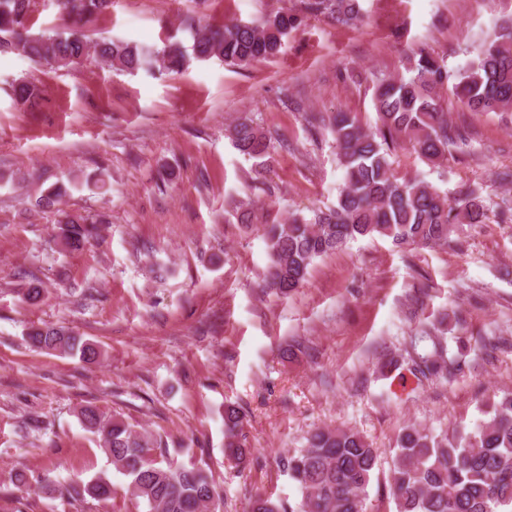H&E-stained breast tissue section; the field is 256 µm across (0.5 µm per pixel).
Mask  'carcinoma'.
I'll return each instance as SVG.
<instances>
[{"label": "carcinoma", "mask_w": 512, "mask_h": 512, "mask_svg": "<svg viewBox=\"0 0 512 512\" xmlns=\"http://www.w3.org/2000/svg\"><path fill=\"white\" fill-rule=\"evenodd\" d=\"M111 0H62L70 19L66 36L32 35L29 19L35 0H0V53L19 51L36 65L67 70L92 60L119 71L178 74L192 61L219 59L243 66L280 52L284 39L310 16L324 15L341 26L364 21L360 0H301L303 14L277 11L260 23L228 22L221 27L183 21L191 49L179 41L162 49L92 39L80 23L102 13ZM474 57L456 70L426 48L406 58L403 72L377 79L375 125L365 126L357 114L337 112L329 122L343 185L336 204L307 219L297 213L284 224H266L270 251L265 287L286 296L302 287L313 261L341 250L358 238H387L399 247L445 246L458 226L483 224L489 201L477 188L453 199L433 184L394 168L398 150L410 145L417 156L441 165L462 149L464 133L448 118L443 93L451 91L469 112H512V17L490 39L473 49ZM16 103L32 112L42 105L41 88L21 79L13 85ZM236 148L262 166L273 148L271 139L252 121L231 130ZM67 194L65 185L41 192L37 205L50 209ZM60 243L79 249L97 225L74 212L57 210ZM30 347L46 353L77 355L85 361L100 356L98 345L63 326L32 325ZM432 349L410 357L416 377L446 378L451 370L443 347L432 332L411 338ZM489 418L465 435L429 433L415 425L403 429L391 475L395 512H512V393H505ZM81 423L98 436L100 447L116 472L127 478L126 494L147 512H219V494L208 475L192 462L168 458L161 440L127 420L97 407L80 409ZM244 416L234 406L224 410L225 454L235 465L249 460L242 441ZM377 464L375 448L359 431L316 428L305 447L288 456L286 466L300 492L293 507L256 495L248 512H365L367 487ZM61 498L78 502L111 498L112 484L96 477L59 488Z\"/></svg>", "instance_id": "cac0c4a2"}]
</instances>
